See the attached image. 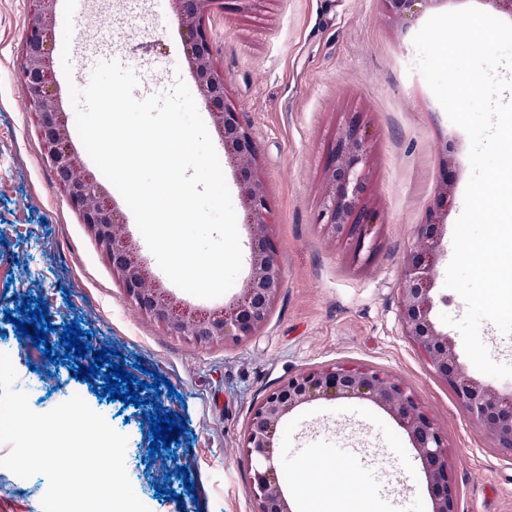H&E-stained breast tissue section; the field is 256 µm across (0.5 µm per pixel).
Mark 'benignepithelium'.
Segmentation results:
<instances>
[{"label": "benign epithelium", "instance_id": "obj_1", "mask_svg": "<svg viewBox=\"0 0 512 512\" xmlns=\"http://www.w3.org/2000/svg\"><path fill=\"white\" fill-rule=\"evenodd\" d=\"M55 2L31 0L21 80L59 188L91 228L101 252L110 260L112 277L122 285L129 304L142 318L195 345L227 348L251 341L270 320L284 286V274L273 247L274 223L257 146L239 112L226 102L228 79L216 65L212 45L200 28L202 17L219 0H175L189 39L187 62L224 137V153L236 171L241 208L250 228L249 274L233 301L218 309H193L182 304L148 272L135 256L126 225L115 214L100 184L81 170L51 91L47 31L53 22ZM381 2L389 17L400 21L438 0ZM367 154V135L352 121L339 132L323 178V229L334 238L355 242L359 248L371 230L362 208L369 179ZM452 200V182L445 175L435 207L425 223L418 225L416 241L404 261L398 320L403 335L430 370L448 383L458 403L476 418L497 447L511 452L512 395L502 397L466 375L452 341L433 317L436 268L442 257L445 219ZM345 395L371 401L393 416L424 465L431 512H456L452 451L416 394L388 371L342 363L299 371L258 405L243 444L253 469L254 512H292L277 477L282 461L274 454V438L284 418L302 404Z\"/></svg>", "mask_w": 512, "mask_h": 512}]
</instances>
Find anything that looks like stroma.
<instances>
[{"label": "stroma", "mask_w": 512, "mask_h": 512, "mask_svg": "<svg viewBox=\"0 0 512 512\" xmlns=\"http://www.w3.org/2000/svg\"><path fill=\"white\" fill-rule=\"evenodd\" d=\"M495 13L491 0H438L401 22L381 0H224L201 20L226 95L252 133L275 222L284 287L260 336L231 348L189 345L145 321L125 299L82 217L58 188L33 113L18 99L29 0H0V341L30 405L45 413L81 396L127 435L125 466L150 512H254L243 441L265 396L298 371L332 363L388 371L417 395L454 456L457 512H512V454L496 448L449 385L422 362L398 321L404 259L437 198L442 148H449L453 203L464 207L469 138L453 124L416 69L415 34L433 16L467 6ZM70 68L52 48L53 90L84 172L99 170L75 124L70 85H81L83 45L124 58L143 98L195 80L174 0H86ZM359 121L369 135L370 178L363 197L374 215L363 251L327 236L317 223L327 157L337 132ZM42 299L57 328L77 323L89 355L49 361L7 321ZM144 386L143 408L109 400L102 378L77 380L78 365L102 348ZM169 388L153 391L154 379ZM167 410L185 425L178 443L152 454L148 415ZM276 446L293 472L313 458L353 462L373 493L372 512H429L420 459L405 431L374 403L317 400L293 409ZM186 468L187 479L177 478ZM193 492H186L185 482ZM44 475L18 479L0 468L6 512H38ZM175 499H165L164 490Z\"/></svg>", "instance_id": "35a3bbf8"}]
</instances>
